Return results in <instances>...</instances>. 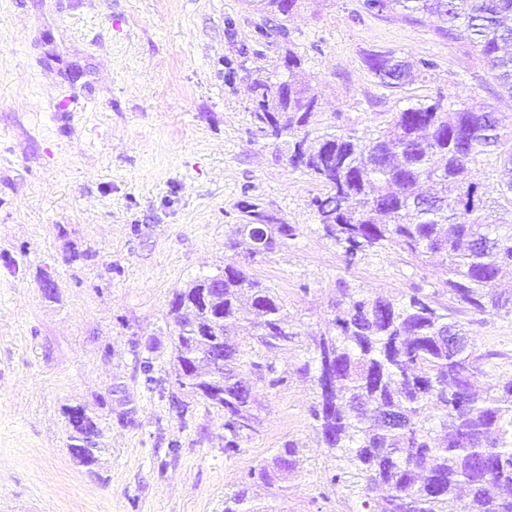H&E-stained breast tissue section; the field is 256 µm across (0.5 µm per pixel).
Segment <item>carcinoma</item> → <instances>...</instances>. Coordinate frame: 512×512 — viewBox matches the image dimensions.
I'll use <instances>...</instances> for the list:
<instances>
[{
	"label": "carcinoma",
	"instance_id": "cac0c4a2",
	"mask_svg": "<svg viewBox=\"0 0 512 512\" xmlns=\"http://www.w3.org/2000/svg\"><path fill=\"white\" fill-rule=\"evenodd\" d=\"M299 0H254V8L281 17L256 27V43L288 40V16ZM365 12L399 13L411 23H436L450 40L475 51L499 86L512 97V0H363ZM365 64L387 88L404 87L412 64L392 51L376 52ZM288 80L257 79L252 85L251 117L256 128L279 139L308 127L318 103L315 89L291 77L302 59L288 51L282 61ZM508 116L482 104L446 112L441 100L418 103L395 113L387 127L363 140L353 131L325 132L311 150L296 141L289 160L326 187L312 199L318 224L352 261L377 249L396 248L416 261L440 257L448 305L437 306L423 289L406 298L364 295L347 282L336 283L339 314L332 326L310 337L316 398L310 417L326 448L342 461L331 481L355 478L367 496V512H512V380H488L485 364L496 357L483 351L454 314L512 316V293L495 288L502 270L512 267V219L489 205L472 166L483 154L504 147L500 128ZM431 182L436 192L418 191ZM238 244L254 259L294 239L291 224H241ZM222 286L211 289L208 304L193 280L174 293L180 311L173 323L174 360L190 379V389L224 414V455L242 452L255 432L253 400L243 396V368L276 387L283 378L271 365L243 360L241 343L286 347L301 333L285 321L275 289L234 265L224 267ZM237 322L242 342L230 343L224 325ZM199 322L213 324L195 335ZM470 339L467 347L448 346V332ZM228 359L224 381L210 371L214 343ZM145 388L162 385L153 363L139 360ZM69 448L84 465L98 461V419L72 418ZM297 448L286 443L272 463L249 472L267 486L294 468ZM385 489L380 497L370 492ZM251 485L224 495V512H269L252 503Z\"/></svg>",
	"mask_w": 512,
	"mask_h": 512
}]
</instances>
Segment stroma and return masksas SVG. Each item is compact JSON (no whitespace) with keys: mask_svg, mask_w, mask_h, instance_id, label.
I'll list each match as a JSON object with an SVG mask.
<instances>
[{"mask_svg":"<svg viewBox=\"0 0 512 512\" xmlns=\"http://www.w3.org/2000/svg\"><path fill=\"white\" fill-rule=\"evenodd\" d=\"M262 20L246 0H0V512H224L225 494L288 442L296 468L254 486L258 503L364 512L332 482L339 462L309 416L308 337L335 319L337 280L395 299L422 287L444 304V277L397 249L347 263L310 206L323 186L290 164L287 139L254 126L250 85L286 51L301 56L318 91L312 140L334 129L369 139L437 98L512 116V97L431 22L301 0L288 40L259 46ZM387 50L434 66L390 90L364 64ZM260 215L299 235L252 260L232 240ZM228 264L275 288L301 332L247 352L283 382L250 375L256 431L231 459L223 414L177 385L169 337L174 292ZM473 330L512 358L511 316ZM141 355L162 389L144 387ZM78 405L99 418L89 466L68 448L65 410Z\"/></svg>","mask_w":512,"mask_h":512,"instance_id":"1","label":"stroma"}]
</instances>
